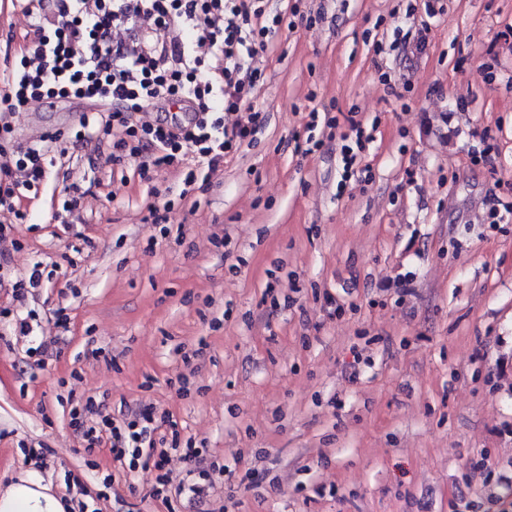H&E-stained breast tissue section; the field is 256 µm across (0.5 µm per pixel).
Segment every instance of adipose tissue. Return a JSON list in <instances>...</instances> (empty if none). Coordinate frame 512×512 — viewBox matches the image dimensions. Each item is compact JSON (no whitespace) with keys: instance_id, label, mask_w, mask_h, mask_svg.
<instances>
[{"instance_id":"adipose-tissue-1","label":"adipose tissue","mask_w":512,"mask_h":512,"mask_svg":"<svg viewBox=\"0 0 512 512\" xmlns=\"http://www.w3.org/2000/svg\"><path fill=\"white\" fill-rule=\"evenodd\" d=\"M67 505L40 469L21 472L0 492V512H66Z\"/></svg>"}]
</instances>
